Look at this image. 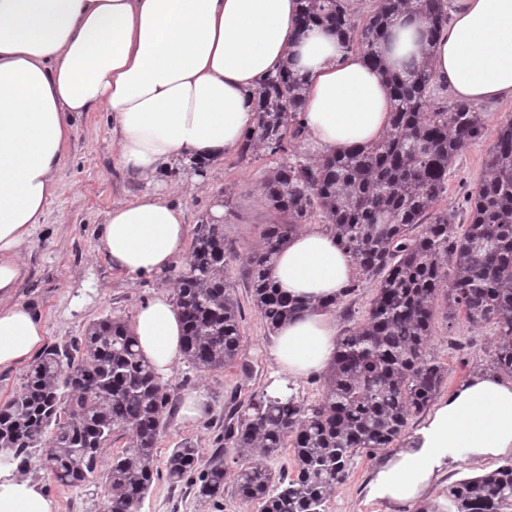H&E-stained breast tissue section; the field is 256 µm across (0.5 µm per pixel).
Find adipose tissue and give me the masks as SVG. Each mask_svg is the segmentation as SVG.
I'll return each instance as SVG.
<instances>
[{
    "label": "adipose tissue",
    "mask_w": 512,
    "mask_h": 512,
    "mask_svg": "<svg viewBox=\"0 0 512 512\" xmlns=\"http://www.w3.org/2000/svg\"><path fill=\"white\" fill-rule=\"evenodd\" d=\"M302 0H0V371L43 344L44 317L17 300L22 260L53 197L75 116L107 107L115 166L148 192L113 207L97 248L136 282L167 271L186 250L183 211L153 191L184 158L208 171L234 153L255 121L257 81L289 66L306 83L305 146L322 159L380 138L392 99L360 52L322 26L300 29ZM428 54L440 83L460 100L512 103V0H456L447 26L398 16L389 29L392 67ZM356 273L332 233H294L268 280L309 308L282 324L270 355L299 379L336 355L328 301ZM160 376L184 358V324L159 294L130 325ZM512 459V378L480 373L442 398L373 474L368 501L422 512L448 462L481 467ZM0 512H56L40 487L0 467Z\"/></svg>",
    "instance_id": "obj_1"
}]
</instances>
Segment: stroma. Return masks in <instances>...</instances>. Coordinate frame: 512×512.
I'll use <instances>...</instances> for the list:
<instances>
[{
    "instance_id": "obj_1",
    "label": "stroma",
    "mask_w": 512,
    "mask_h": 512,
    "mask_svg": "<svg viewBox=\"0 0 512 512\" xmlns=\"http://www.w3.org/2000/svg\"><path fill=\"white\" fill-rule=\"evenodd\" d=\"M481 138L467 145L454 159L448 172V192L440 201L443 209L458 211L459 223H469L461 203L474 191L486 169L497 139L501 120L512 117V106L490 102ZM303 144L288 145L286 151H261L248 159L238 154L225 156L219 173L202 175L190 164L181 163L165 176L161 191L185 213L190 227L212 220L215 200H222L224 239L238 253L230 265L228 283L241 308V347L237 359L224 369L195 370L181 363L167 377L168 391L176 410L157 444V459L165 461L172 448L185 440L200 451L201 464L222 456L228 475H235L241 462L233 449L224 445V425L229 418L243 417L251 397L261 395L278 380L269 350L273 335L253 304L249 279L241 255L257 249L264 225L277 217L260 193L265 179L289 154H303ZM145 184L126 177L112 158V115L107 110L86 112L74 123L66 160L55 195L33 236L25 257L29 275L17 290L19 299L40 308L45 323V347H63L83 336L87 325L112 315L132 319L136 309L160 293H173L184 259L157 276L136 282L112 270L97 249V236L106 213L113 205L132 201L146 192ZM496 342L488 327H474L465 320L447 323L437 319L429 349L447 367L444 390H452L475 375L477 362L488 361ZM203 398L201 417L187 418L182 408L191 393ZM124 447L123 441L105 448L104 465L80 487L54 481L40 449H33L32 464L26 472L57 505V512H105V464ZM387 451L357 453L349 476L337 486L327 512H401L387 504H371L365 487L374 471L387 458ZM141 512H259L256 503L227 487L224 497L210 501L198 497L189 482H171L159 472L146 496Z\"/></svg>"
}]
</instances>
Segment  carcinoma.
<instances>
[{
    "label": "carcinoma",
    "mask_w": 512,
    "mask_h": 512,
    "mask_svg": "<svg viewBox=\"0 0 512 512\" xmlns=\"http://www.w3.org/2000/svg\"><path fill=\"white\" fill-rule=\"evenodd\" d=\"M412 14L431 35L448 22V0H379L366 21L355 23L341 0H305L299 22L326 25L358 44L390 85L393 112L384 135L371 145L311 163L294 158L277 167L261 192L279 221L265 225L260 251L249 253L254 306L268 332L307 307L266 279L281 245L320 211L339 245L353 257L358 276L347 297L367 284L374 293L366 314L337 339L336 361L324 374L320 399L266 393L224 430V445L243 463L238 495L259 512H326L336 485L360 449L391 447L408 419L436 398L448 369L428 344L443 297V318L464 316L472 326H492L496 346L487 369L512 377V117L502 122L487 172L467 194L470 224L462 232L438 203L448 191L453 159L484 129L475 103L450 101L428 61L400 71L385 67L381 42L393 18ZM256 124L238 148L285 150L306 137L303 82L289 70L255 88ZM232 249L224 225H198L175 303L185 325L184 354L199 371L231 364L241 347V312L228 284ZM171 398L167 385L136 349L128 324L107 316L84 336L40 355L24 383L0 408V463L22 470L33 448L53 465L55 479L78 487L96 471L116 433L127 446L112 456L106 483L107 512H141L157 469V443ZM291 448L294 472L269 465ZM200 452L183 441L167 456L169 480L187 481L199 497L224 498V462L199 468ZM452 512H512V463L448 487Z\"/></svg>",
    "instance_id": "cac0c4a2"
}]
</instances>
